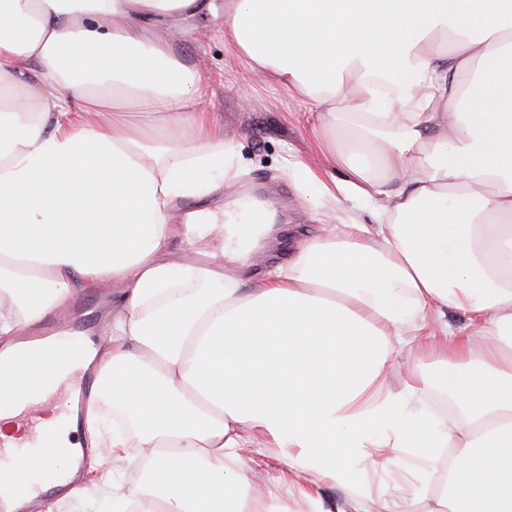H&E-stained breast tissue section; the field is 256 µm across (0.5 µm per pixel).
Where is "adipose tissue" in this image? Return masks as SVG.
Returning a JSON list of instances; mask_svg holds the SVG:
<instances>
[{"mask_svg":"<svg viewBox=\"0 0 512 512\" xmlns=\"http://www.w3.org/2000/svg\"><path fill=\"white\" fill-rule=\"evenodd\" d=\"M198 9L0 0V440L64 387L18 336L106 283L112 321L77 355L101 379L87 445L121 512H512V0H226L242 68L319 114L317 153L343 173L289 163L330 222L253 288L276 209L181 208L243 168L172 27L143 24ZM348 200L375 223H336ZM189 230L217 243L206 263L168 257ZM131 448L137 494L115 478ZM269 448L283 465L259 484ZM389 448L411 481L325 494ZM71 464L30 452L0 493L30 499Z\"/></svg>","mask_w":512,"mask_h":512,"instance_id":"obj_1","label":"adipose tissue"}]
</instances>
